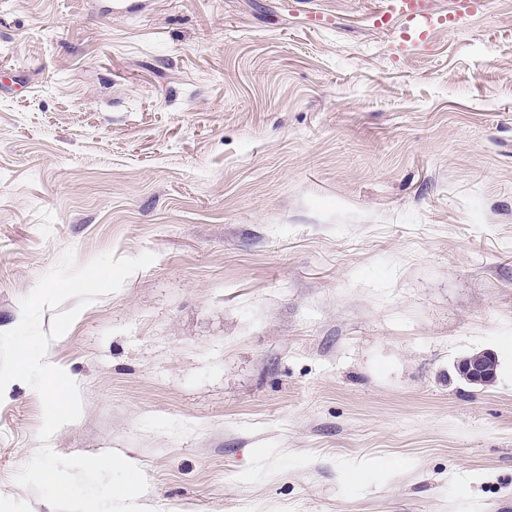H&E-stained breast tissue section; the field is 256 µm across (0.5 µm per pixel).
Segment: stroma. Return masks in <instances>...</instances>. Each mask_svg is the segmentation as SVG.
Here are the masks:
<instances>
[{
	"instance_id": "1",
	"label": "stroma",
	"mask_w": 512,
	"mask_h": 512,
	"mask_svg": "<svg viewBox=\"0 0 512 512\" xmlns=\"http://www.w3.org/2000/svg\"><path fill=\"white\" fill-rule=\"evenodd\" d=\"M0 0V332L74 249L153 254L47 351L155 512H512V0ZM489 349L474 388L454 361ZM0 396V512L39 447ZM386 10L380 15V22L389 25L402 21L417 26H430L435 21L430 13L431 0H388Z\"/></svg>"
}]
</instances>
